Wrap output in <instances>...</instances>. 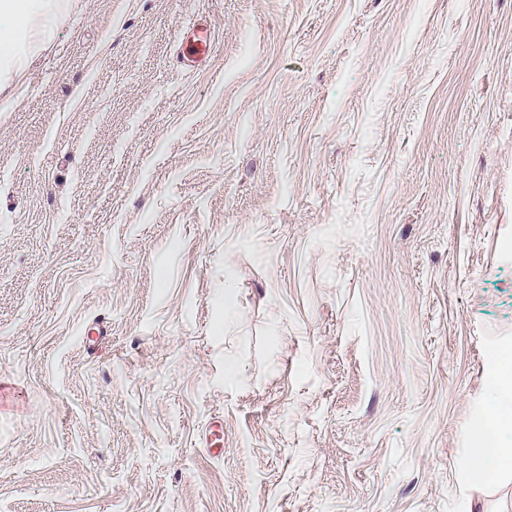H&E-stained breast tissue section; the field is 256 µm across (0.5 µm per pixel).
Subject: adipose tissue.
I'll list each match as a JSON object with an SVG mask.
<instances>
[{"instance_id": "obj_1", "label": "adipose tissue", "mask_w": 512, "mask_h": 512, "mask_svg": "<svg viewBox=\"0 0 512 512\" xmlns=\"http://www.w3.org/2000/svg\"><path fill=\"white\" fill-rule=\"evenodd\" d=\"M61 12L58 0H0V65L21 70L49 37ZM482 418V424L469 432L471 446L460 459V469L489 481L511 478L512 448L503 446L500 426L512 417L492 404Z\"/></svg>"}]
</instances>
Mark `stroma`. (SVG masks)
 I'll return each mask as SVG.
<instances>
[{
	"instance_id": "stroma-1",
	"label": "stroma",
	"mask_w": 512,
	"mask_h": 512,
	"mask_svg": "<svg viewBox=\"0 0 512 512\" xmlns=\"http://www.w3.org/2000/svg\"><path fill=\"white\" fill-rule=\"evenodd\" d=\"M68 4L0 82V512H512L458 470L512 349V0ZM196 28L199 33L191 40L184 42L179 53V62L187 69L206 62L214 49L211 35L208 33L209 28L203 24L196 25Z\"/></svg>"
}]
</instances>
